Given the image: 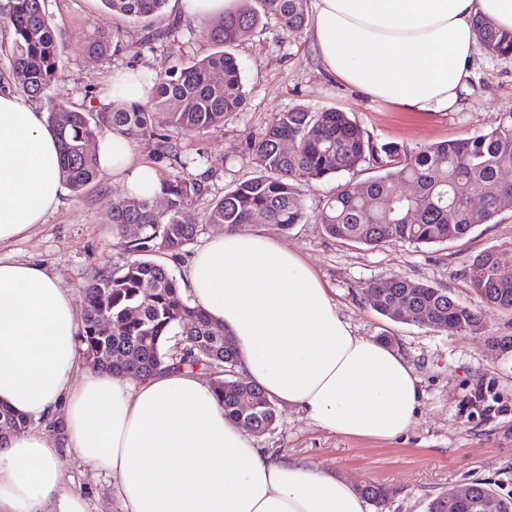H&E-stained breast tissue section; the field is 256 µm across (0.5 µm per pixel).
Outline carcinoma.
<instances>
[{"label":"carcinoma","mask_w":512,"mask_h":512,"mask_svg":"<svg viewBox=\"0 0 512 512\" xmlns=\"http://www.w3.org/2000/svg\"><path fill=\"white\" fill-rule=\"evenodd\" d=\"M112 14L149 29L167 0H101ZM44 0H6L0 15L13 30L8 86L29 101H40L63 63V38L43 9ZM275 23L286 33L309 24L307 0H247L221 21L206 27L213 52L182 68L150 78L147 100H122L110 108L68 107L57 100L47 108L46 122L60 142V178L75 196L91 187L100 173L90 143L102 129L130 141L152 136L159 160L182 169L192 164L172 146L164 131L186 135L224 125V119L246 106L242 65L235 48L256 29ZM480 42L492 54L512 55V32L499 30L479 16ZM88 54L108 57L121 50L120 33L93 28ZM256 170L203 213L202 224L184 213L210 193L209 181L224 169V159H206L207 168L190 178L159 174L164 204L134 194L112 202L110 223L129 259L120 268H98L84 285L86 306L78 343L85 365L115 375L151 377L179 370L224 368L212 385L224 416L263 435L277 421L278 408L256 385L239 377L238 353L228 332L217 333L207 312L186 295L168 267L155 259L180 258L193 245L204 224L236 230L246 224H274L284 230L306 219L301 187L367 166L368 179L342 185L326 200L316 220L336 239L371 248L394 242L439 244L467 235L477 224L491 223L500 200L512 197V183L500 173L512 169V113L476 136L416 149L397 143L376 146L349 117L337 109L319 111L300 104L280 113L261 137L248 144ZM398 182L413 186L410 194L394 191ZM482 194L478 209L468 198ZM141 225L140 236L126 237V225ZM512 267L493 249L479 253L466 271L483 307L512 311ZM363 299L376 312L398 322L399 307L416 312L414 322L433 329L476 332L484 327L482 312L455 300L446 288H435L405 276L363 287ZM119 327L109 336L100 323ZM34 420L0 406V445L23 432ZM359 493L383 506L391 491L371 483ZM472 497L457 499L453 491L432 499L427 512H478L486 496L498 500V512H512V498L497 495L489 483H471Z\"/></svg>","instance_id":"carcinoma-1"}]
</instances>
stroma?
<instances>
[{
	"label": "stroma",
	"instance_id": "obj_1",
	"mask_svg": "<svg viewBox=\"0 0 512 512\" xmlns=\"http://www.w3.org/2000/svg\"><path fill=\"white\" fill-rule=\"evenodd\" d=\"M45 8L64 35L65 61L48 90L72 107L112 106L110 88L116 74L142 69L153 75L173 65L208 55L211 45L201 25L164 31L180 12L169 0L156 18L157 38L137 25L114 20L101 0H46ZM119 28L122 49L96 58L84 49L90 24ZM236 53L242 63L247 102L226 117L223 126L186 135L168 129L171 143L192 158L199 173L207 158L223 157L224 173L211 183L212 197L251 176L255 165L248 144L278 113L305 104L318 110L347 112L376 144L395 142L410 148L467 138L496 127L512 112V56L479 49L472 75L455 109L415 112L374 100L330 79L314 52L309 32L283 34L268 25L243 41ZM366 172L344 174L303 187L306 221L283 230L270 224L258 232L273 236L298 253L328 288L340 314L357 335L396 337L395 348L420 379L421 398L414 424L397 439L371 441L324 431L297 409L282 407L273 428L256 439L273 455H287L327 468L360 486L383 484L396 494L385 508L369 512H426L435 496L476 480L489 482L501 496L512 497V352H502L492 337L512 338V312L486 313L481 332L437 331L414 322H393L362 298L361 287L397 275L448 289L459 302L478 307L466 276L474 257L495 249L512 255V206L489 224H478L464 237L442 244L396 242L378 248L345 242L326 234L316 214L340 181L365 180ZM126 188L112 175L100 174L83 196L63 191L60 204L23 237L0 246V259L41 264L57 275L84 308L83 285L92 268H118L128 255L109 222L113 200ZM507 405V413L489 417L470 401L476 384ZM67 490L80 494L88 512H122L116 482L79 458H65Z\"/></svg>",
	"mask_w": 512,
	"mask_h": 512
}]
</instances>
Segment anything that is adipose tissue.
I'll return each instance as SVG.
<instances>
[{
  "mask_svg": "<svg viewBox=\"0 0 512 512\" xmlns=\"http://www.w3.org/2000/svg\"><path fill=\"white\" fill-rule=\"evenodd\" d=\"M512 31V0H314L324 71L418 111L453 108L471 75L477 16ZM102 171L152 200L161 183L130 142L96 137ZM59 150L43 113L0 92V244L59 203ZM183 285L237 345L238 373L322 430L389 441L413 424L419 379L399 351L357 335L300 256L259 232L227 231L191 259ZM82 320L45 266L0 261V405L60 419L62 446L29 430L0 449V512H88L65 489L63 454L117 481L123 512H368L327 469L273 458L191 373L132 381L79 371Z\"/></svg>",
  "mask_w": 512,
  "mask_h": 512,
  "instance_id": "ef3b65f1",
  "label": "adipose tissue"
}]
</instances>
